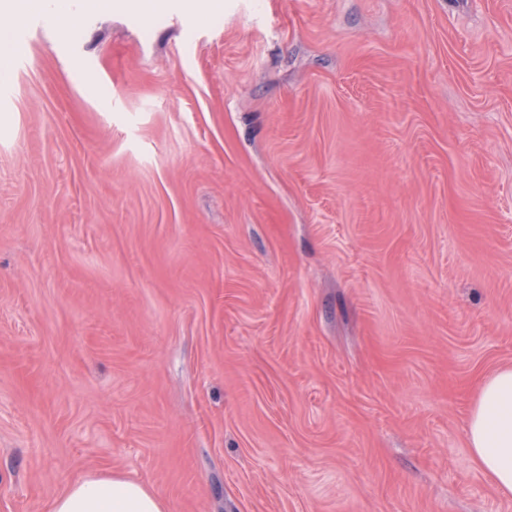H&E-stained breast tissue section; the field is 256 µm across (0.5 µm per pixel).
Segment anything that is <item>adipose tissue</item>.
Returning a JSON list of instances; mask_svg holds the SVG:
<instances>
[{"instance_id":"1","label":"adipose tissue","mask_w":512,"mask_h":512,"mask_svg":"<svg viewBox=\"0 0 512 512\" xmlns=\"http://www.w3.org/2000/svg\"><path fill=\"white\" fill-rule=\"evenodd\" d=\"M35 11L70 27L77 24L74 0H0V15L16 24ZM465 436L479 471L501 494L512 496V367L481 383L465 421ZM48 512H168V506L147 484L111 472L68 484Z\"/></svg>"}]
</instances>
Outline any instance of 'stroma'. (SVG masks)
Instances as JSON below:
<instances>
[{
  "label": "stroma",
  "instance_id": "stroma-1",
  "mask_svg": "<svg viewBox=\"0 0 512 512\" xmlns=\"http://www.w3.org/2000/svg\"><path fill=\"white\" fill-rule=\"evenodd\" d=\"M169 3L0 80V512H512V0ZM465 436L479 471L512 496V367L487 377L465 421ZM48 512H169L147 484L120 472L93 473L68 484Z\"/></svg>",
  "mask_w": 512,
  "mask_h": 512
}]
</instances>
